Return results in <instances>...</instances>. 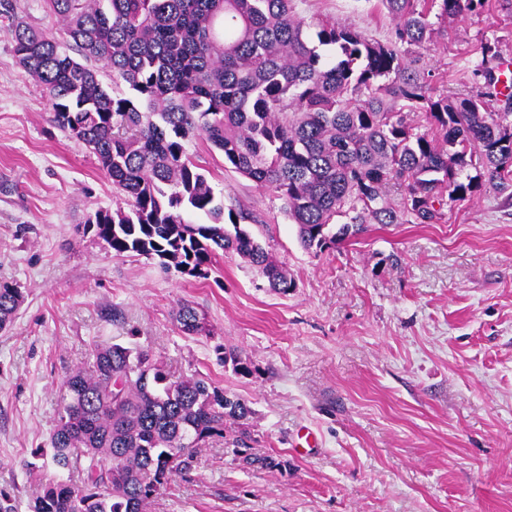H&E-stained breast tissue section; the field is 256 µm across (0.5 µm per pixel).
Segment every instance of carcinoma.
<instances>
[{
    "label": "carcinoma",
    "mask_w": 512,
    "mask_h": 512,
    "mask_svg": "<svg viewBox=\"0 0 512 512\" xmlns=\"http://www.w3.org/2000/svg\"><path fill=\"white\" fill-rule=\"evenodd\" d=\"M57 36L0 0L21 67L45 87L55 125L91 147L112 182L114 206L94 231L116 256L135 253L205 278L216 250L234 253L279 293L294 280L224 209L188 146L207 141L224 163L282 200L300 244L333 249L367 224H440L448 202L480 190L512 197V93L500 88L495 44L467 71L473 95L450 97L421 77L411 48L487 0H380L392 41L322 20L294 0H43ZM112 76V85L104 83ZM470 168L474 176L464 175ZM400 201L387 198V187ZM203 214L211 223L187 216ZM23 302L0 281V329ZM176 320L205 325L189 303ZM67 373L50 458L83 473L42 484L33 512H145L196 450L253 414L249 402L204 378L176 379L149 351L119 343L91 350ZM246 464L287 466L240 448Z\"/></svg>",
    "instance_id": "1"
}]
</instances>
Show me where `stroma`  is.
Returning a JSON list of instances; mask_svg holds the SVG:
<instances>
[{"label":"stroma","instance_id":"1","mask_svg":"<svg viewBox=\"0 0 512 512\" xmlns=\"http://www.w3.org/2000/svg\"><path fill=\"white\" fill-rule=\"evenodd\" d=\"M321 18L388 42L379 0H296ZM512 61V6L449 23L418 67L461 96L482 40ZM225 207L283 264L278 294L240 257L217 252L208 278L114 256L87 225L113 206L96 156L60 131L42 85L0 24V280L24 300L0 330V491L30 512L67 372L96 343L148 350L178 377H204L253 409L244 442L287 460L257 470L209 439L147 512H512V198L480 192L442 224H370L322 254L305 250L271 189L189 147ZM204 319L183 334L180 303ZM249 359L236 374L225 350ZM320 446L296 452L302 429Z\"/></svg>","mask_w":512,"mask_h":512}]
</instances>
